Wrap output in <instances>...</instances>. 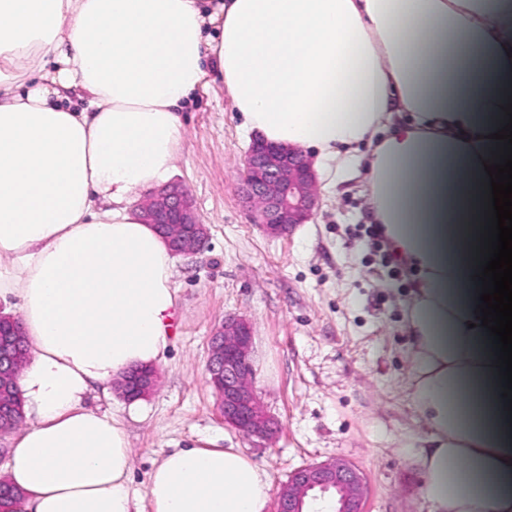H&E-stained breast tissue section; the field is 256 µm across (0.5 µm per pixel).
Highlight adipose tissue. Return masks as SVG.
<instances>
[{
  "label": "adipose tissue",
  "instance_id": "ef3b65f1",
  "mask_svg": "<svg viewBox=\"0 0 512 512\" xmlns=\"http://www.w3.org/2000/svg\"><path fill=\"white\" fill-rule=\"evenodd\" d=\"M218 75L245 134L362 175L413 272L409 384L430 512H512V402L478 279L512 103V0H0V302L31 350L12 512H132L125 418L85 404L171 343L174 259L139 191L170 177L180 113ZM237 448L153 468L150 512H269Z\"/></svg>",
  "mask_w": 512,
  "mask_h": 512
}]
</instances>
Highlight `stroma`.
<instances>
[{
  "mask_svg": "<svg viewBox=\"0 0 512 512\" xmlns=\"http://www.w3.org/2000/svg\"><path fill=\"white\" fill-rule=\"evenodd\" d=\"M183 122L170 180L188 189L209 238L175 260L172 342L140 417L125 421L137 512H149L154 464L197 444L241 449L277 485L341 455L365 476L367 512H429L415 460L428 432L408 387L413 279L373 235L362 179L320 195L306 230L270 236L241 199L250 141L223 83L200 89ZM233 315L252 326L255 389L278 423L268 441L225 424L208 382L209 338Z\"/></svg>",
  "mask_w": 512,
  "mask_h": 512,
  "instance_id": "35a3bbf8",
  "label": "stroma"
}]
</instances>
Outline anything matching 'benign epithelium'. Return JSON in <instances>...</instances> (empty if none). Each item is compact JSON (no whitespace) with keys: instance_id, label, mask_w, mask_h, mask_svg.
I'll return each instance as SVG.
<instances>
[{"instance_id":"7a95c632","label":"benign epithelium","mask_w":512,"mask_h":512,"mask_svg":"<svg viewBox=\"0 0 512 512\" xmlns=\"http://www.w3.org/2000/svg\"><path fill=\"white\" fill-rule=\"evenodd\" d=\"M243 199L253 208V222L271 236H282L305 224L318 205L316 177L300 151L253 141L244 160ZM146 223L157 226L177 255L197 253L208 239V228L199 222L191 197L178 184H167L140 203ZM20 333L16 318L0 314V410L3 396L12 390L21 368L16 341L4 339V326ZM209 382L215 390L224 423L248 438L271 439L277 425L263 409L253 385L252 332L248 322L227 317L210 340L207 363ZM157 371L142 368L125 377L118 388L134 401L156 386ZM335 494V512H365L366 481L349 460L336 456L293 471L277 490L276 512H307L314 493Z\"/></svg>"}]
</instances>
